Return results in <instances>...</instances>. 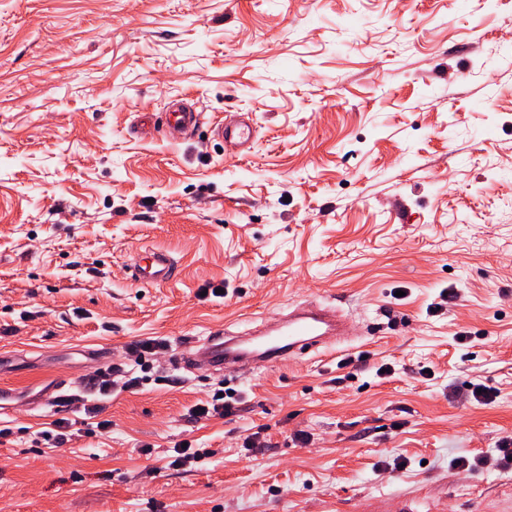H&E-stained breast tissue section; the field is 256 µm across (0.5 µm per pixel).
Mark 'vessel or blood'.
I'll return each instance as SVG.
<instances>
[{"mask_svg":"<svg viewBox=\"0 0 512 512\" xmlns=\"http://www.w3.org/2000/svg\"><path fill=\"white\" fill-rule=\"evenodd\" d=\"M202 120L200 113L178 107L168 108L160 132L165 136L183 135ZM219 135L233 146L247 148L252 136L248 123L219 125ZM175 262L167 253L143 248L131 265V280L140 287L160 286L168 282ZM346 332L344 315L331 306L303 300L287 315L272 318L258 334L242 336L224 326L186 349L181 363L187 370L203 373H232L237 365L249 362L273 367L300 359L313 349L342 339Z\"/></svg>","mask_w":512,"mask_h":512,"instance_id":"vessel-or-blood-1","label":"vessel or blood"}]
</instances>
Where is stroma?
Segmentation results:
<instances>
[{"mask_svg":"<svg viewBox=\"0 0 512 512\" xmlns=\"http://www.w3.org/2000/svg\"><path fill=\"white\" fill-rule=\"evenodd\" d=\"M179 98L199 132L141 133ZM241 117L236 155L214 129ZM141 245L170 282L131 283ZM305 297L341 343L178 366ZM150 338L110 428L44 445ZM0 350V512H512V0H0ZM222 387L231 415L189 416ZM185 440L206 456L169 466Z\"/></svg>","mask_w":512,"mask_h":512,"instance_id":"obj_1","label":"stroma"}]
</instances>
